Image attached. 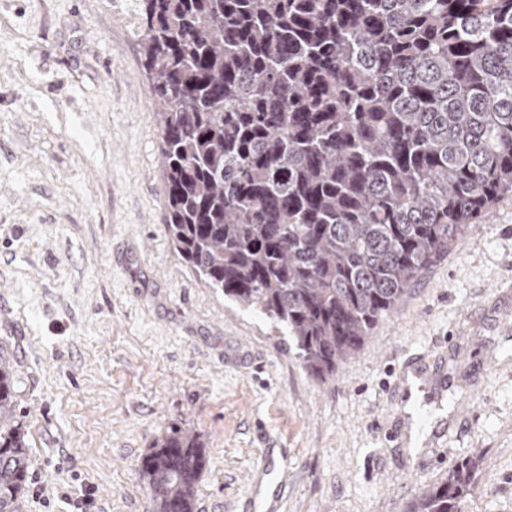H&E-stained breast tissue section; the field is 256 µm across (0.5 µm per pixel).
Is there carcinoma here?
<instances>
[{
  "instance_id": "carcinoma-1",
  "label": "carcinoma",
  "mask_w": 512,
  "mask_h": 512,
  "mask_svg": "<svg viewBox=\"0 0 512 512\" xmlns=\"http://www.w3.org/2000/svg\"><path fill=\"white\" fill-rule=\"evenodd\" d=\"M160 129L165 226L209 288L326 382L422 272L512 196V0H131ZM0 361V512L32 465ZM200 439L141 461L194 512ZM480 459L408 512H466Z\"/></svg>"
}]
</instances>
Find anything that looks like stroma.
<instances>
[{"mask_svg":"<svg viewBox=\"0 0 512 512\" xmlns=\"http://www.w3.org/2000/svg\"><path fill=\"white\" fill-rule=\"evenodd\" d=\"M116 0H0V352L33 461L19 512H155L142 458L197 434L195 512H405L481 459L512 512V197L328 383L205 287L164 224L160 132ZM421 356L404 413L394 383Z\"/></svg>","mask_w":512,"mask_h":512,"instance_id":"stroma-1","label":"stroma"}]
</instances>
